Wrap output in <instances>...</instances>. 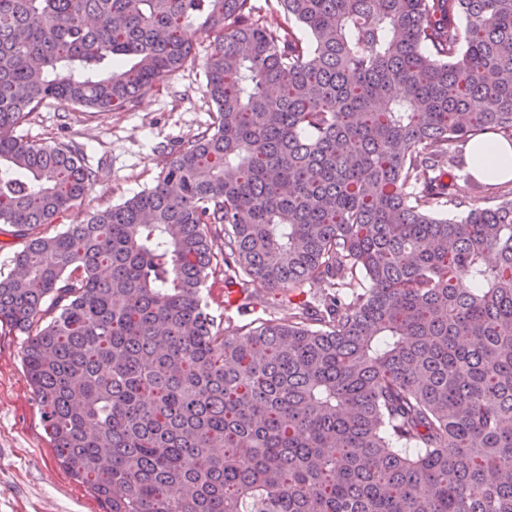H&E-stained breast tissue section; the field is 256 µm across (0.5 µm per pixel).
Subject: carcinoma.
Listing matches in <instances>:
<instances>
[{
    "mask_svg": "<svg viewBox=\"0 0 512 512\" xmlns=\"http://www.w3.org/2000/svg\"><path fill=\"white\" fill-rule=\"evenodd\" d=\"M276 2L0 0V324L44 430L104 512H512V188L465 158L512 146V0ZM196 20L214 126L43 233L96 172L17 130L132 108ZM218 276L325 294L223 328ZM14 228L9 224H0V266L7 272L8 260L13 253L22 248L21 240L14 236Z\"/></svg>",
    "mask_w": 512,
    "mask_h": 512,
    "instance_id": "carcinoma-1",
    "label": "carcinoma"
}]
</instances>
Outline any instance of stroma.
I'll use <instances>...</instances> for the list:
<instances>
[{"label":"stroma","mask_w":512,"mask_h":512,"mask_svg":"<svg viewBox=\"0 0 512 512\" xmlns=\"http://www.w3.org/2000/svg\"><path fill=\"white\" fill-rule=\"evenodd\" d=\"M210 40L198 34L196 62L119 112H85L54 102L19 133L34 143L72 140L84 148L97 180L56 230L88 219L151 188L167 159L210 128L215 105L204 93ZM24 335L0 325V512H101L88 489L58 462L23 364Z\"/></svg>","instance_id":"stroma-1"}]
</instances>
